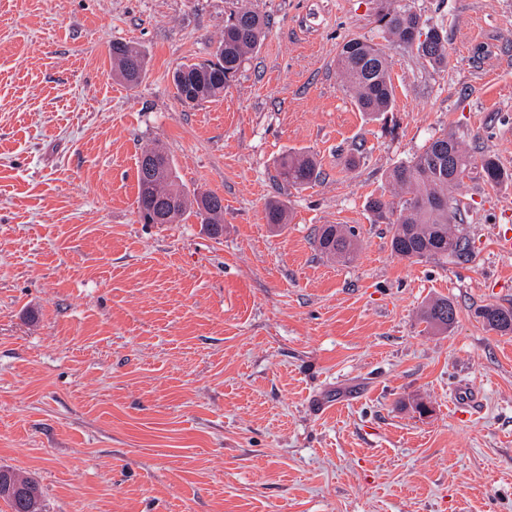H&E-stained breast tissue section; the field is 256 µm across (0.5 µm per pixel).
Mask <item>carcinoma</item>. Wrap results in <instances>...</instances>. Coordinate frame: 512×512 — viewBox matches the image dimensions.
I'll return each mask as SVG.
<instances>
[{"label":"carcinoma","mask_w":512,"mask_h":512,"mask_svg":"<svg viewBox=\"0 0 512 512\" xmlns=\"http://www.w3.org/2000/svg\"><path fill=\"white\" fill-rule=\"evenodd\" d=\"M379 21L389 34L407 47L417 46L420 57L432 65L447 61V39L442 30L421 31V17L407 5L394 9L382 2ZM269 18L252 7H241L229 18L224 33L211 58L182 63L173 72L176 97L195 105L224 95L227 82L239 70L244 57L260 48ZM112 70L126 86L135 87L146 73L143 52L126 42L114 41L111 48ZM337 65L345 86L362 112H387L393 103V88L388 73L385 47L361 37L340 44ZM152 156V171L137 168L138 209L141 220L156 214L169 216L174 223L184 215L188 197L177 185V171L165 147L159 143L144 149L140 157ZM472 168V155L464 148L460 136L444 131L432 138L423 150L409 161L395 166L389 177L399 189L396 203L371 198L367 208L377 222L393 225L392 252L402 259L422 260L461 256L469 246L468 239L456 231L463 223L460 202L449 190ZM482 177L490 185L512 179L492 156L481 164ZM277 178L289 188L303 189L319 178L316 159L310 154L287 153L278 163ZM194 214L212 235L224 230L223 199L211 193L195 198ZM287 209L273 200L266 206L267 223L279 228L286 220ZM315 244L319 253L342 261L352 259L356 242L354 234L339 224H324L317 229ZM478 317L492 330L512 332V307L486 305ZM421 319L428 327L446 331L456 322V310L446 298L426 304ZM0 499L10 512H42L40 490L35 481L14 471L0 469Z\"/></svg>","instance_id":"carcinoma-1"}]
</instances>
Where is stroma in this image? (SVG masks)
<instances>
[{
    "instance_id": "35a3bbf8",
    "label": "stroma",
    "mask_w": 512,
    "mask_h": 512,
    "mask_svg": "<svg viewBox=\"0 0 512 512\" xmlns=\"http://www.w3.org/2000/svg\"><path fill=\"white\" fill-rule=\"evenodd\" d=\"M238 2L0 0V468L43 512H512V332L476 315L512 306V179L454 189L458 259L395 256L366 207L445 130L512 172V0H393L446 32L443 67L387 43L380 0H250L259 51L223 98L181 104L172 71ZM353 36L386 47L387 112L343 86ZM116 40L147 56L138 86L112 75ZM157 141L187 193L223 198L222 236L190 212L140 223ZM291 151L312 187L278 182ZM323 224L354 229L352 261L319 254ZM439 297L445 332L421 319ZM277 178L289 188H307L319 178L317 161L310 154L287 153L278 163ZM421 319L432 329L447 331L456 322V310L448 298H438L424 306Z\"/></svg>"
}]
</instances>
